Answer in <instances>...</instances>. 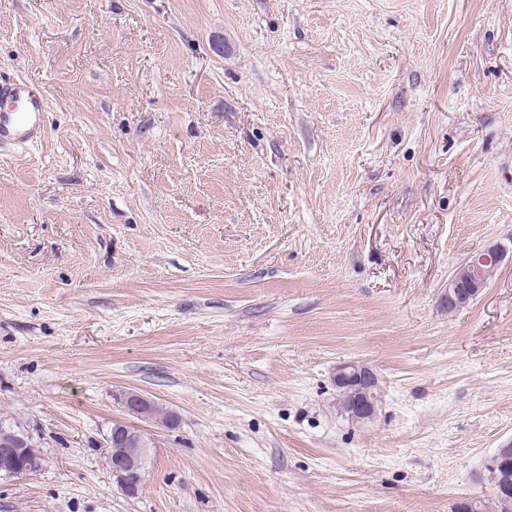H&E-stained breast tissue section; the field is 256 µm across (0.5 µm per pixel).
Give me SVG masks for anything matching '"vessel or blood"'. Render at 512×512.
Listing matches in <instances>:
<instances>
[{
	"instance_id": "1",
	"label": "vessel or blood",
	"mask_w": 512,
	"mask_h": 512,
	"mask_svg": "<svg viewBox=\"0 0 512 512\" xmlns=\"http://www.w3.org/2000/svg\"><path fill=\"white\" fill-rule=\"evenodd\" d=\"M46 107L41 86L20 77L0 78V149L36 143Z\"/></svg>"
}]
</instances>
